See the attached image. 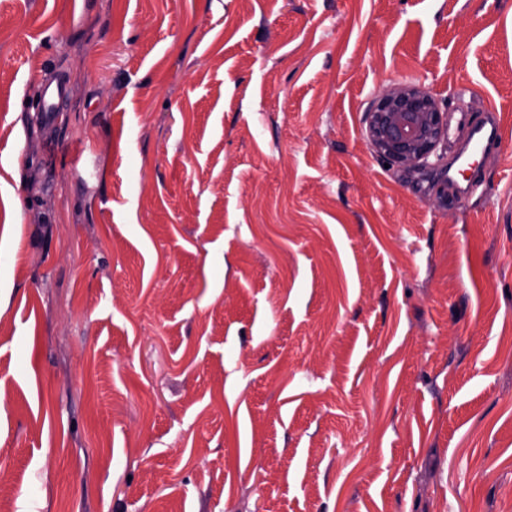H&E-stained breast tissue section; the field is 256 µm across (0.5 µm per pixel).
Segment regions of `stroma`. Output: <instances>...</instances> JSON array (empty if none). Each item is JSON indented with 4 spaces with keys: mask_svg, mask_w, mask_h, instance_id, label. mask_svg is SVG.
<instances>
[{
    "mask_svg": "<svg viewBox=\"0 0 512 512\" xmlns=\"http://www.w3.org/2000/svg\"><path fill=\"white\" fill-rule=\"evenodd\" d=\"M409 82L469 196L371 150ZM0 499L512 512V0H0ZM67 92L65 83L41 84L39 87V112H42L47 121H51L55 115L56 101L60 100ZM501 141L502 131L498 117L495 112L488 111L480 122L469 124L467 137L454 155L453 161L448 163L446 171L438 172V176L455 187L460 194H468L473 185L469 181L466 184L460 183L461 172L471 168L477 162L472 160L473 157L481 155L489 147Z\"/></svg>",
    "mask_w": 512,
    "mask_h": 512,
    "instance_id": "stroma-1",
    "label": "stroma"
}]
</instances>
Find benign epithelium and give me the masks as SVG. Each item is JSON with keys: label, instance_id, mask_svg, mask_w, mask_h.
Listing matches in <instances>:
<instances>
[{"label": "benign epithelium", "instance_id": "1", "mask_svg": "<svg viewBox=\"0 0 512 512\" xmlns=\"http://www.w3.org/2000/svg\"><path fill=\"white\" fill-rule=\"evenodd\" d=\"M367 123L377 153L419 171L432 164L445 130L434 97L415 85L384 92L367 112Z\"/></svg>", "mask_w": 512, "mask_h": 512}]
</instances>
